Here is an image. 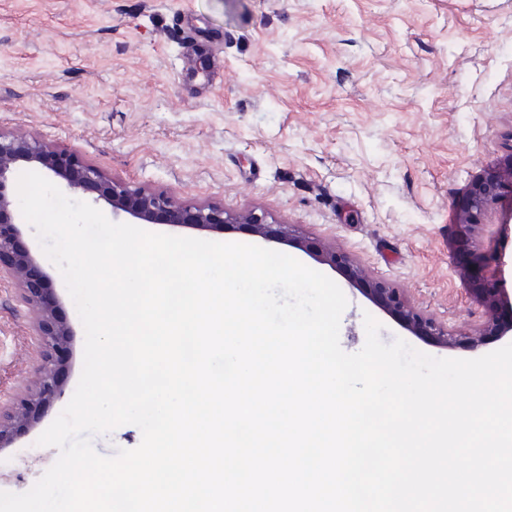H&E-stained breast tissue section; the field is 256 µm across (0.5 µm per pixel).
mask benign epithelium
<instances>
[{
	"label": "benign epithelium",
	"instance_id": "7a95c632",
	"mask_svg": "<svg viewBox=\"0 0 512 512\" xmlns=\"http://www.w3.org/2000/svg\"><path fill=\"white\" fill-rule=\"evenodd\" d=\"M23 168L46 169L66 190L95 194L93 202H105L116 217L126 215L150 224L191 225L202 230H241L265 239L288 235L285 225L264 211L255 208L228 211L208 201L186 204L174 194L157 193L107 175L74 153L49 146L33 132L0 128V272L12 278L24 301L37 313L43 352L37 388L18 407L0 404V448L11 444L16 429L29 424L46 400L64 394L58 376V356L66 336L71 333L67 325L57 321L48 289L39 287L31 277L36 267L35 257L17 246L25 219L14 210L12 187L16 173ZM490 212L498 213L503 224L512 222L511 153L471 185L456 206L457 227L467 237L475 238L483 233L482 221ZM297 244L312 252L322 264L342 266L353 278L362 276L361 269L329 242L299 239ZM459 271L473 286L486 314L484 322L470 330L448 331V327L417 309L400 289L383 282L368 283L364 292L414 336L439 347L451 348L459 337L477 347L491 338L512 333V295L504 288L501 258L488 255L471 259L464 254Z\"/></svg>",
	"mask_w": 512,
	"mask_h": 512
}]
</instances>
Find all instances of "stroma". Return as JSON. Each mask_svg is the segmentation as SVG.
<instances>
[{
	"label": "stroma",
	"mask_w": 512,
	"mask_h": 512,
	"mask_svg": "<svg viewBox=\"0 0 512 512\" xmlns=\"http://www.w3.org/2000/svg\"><path fill=\"white\" fill-rule=\"evenodd\" d=\"M0 126L185 203L257 208L286 224L289 242L147 230L257 245L318 268L348 300L345 352L363 347L367 314L383 342L400 338L434 357L498 348L423 343L293 240L333 243L450 330L484 321L456 267L454 209L512 153V0H0ZM486 221L477 246L502 254L512 289V223ZM21 241L71 334L63 397L0 450V491L12 493L59 456L37 440L73 396L85 340L32 226ZM36 322L0 277V397L17 402L37 385Z\"/></svg>",
	"instance_id": "stroma-1"
}]
</instances>
